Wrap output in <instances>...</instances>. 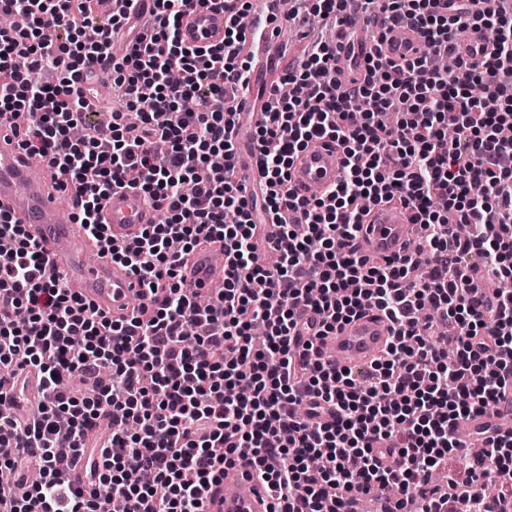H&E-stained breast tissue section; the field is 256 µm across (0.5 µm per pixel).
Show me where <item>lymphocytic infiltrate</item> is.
Masks as SVG:
<instances>
[{
	"label": "lymphocytic infiltrate",
	"instance_id": "1",
	"mask_svg": "<svg viewBox=\"0 0 512 512\" xmlns=\"http://www.w3.org/2000/svg\"><path fill=\"white\" fill-rule=\"evenodd\" d=\"M187 0H154L151 28L130 33L123 56L112 35L129 19L97 21V0H0V115L25 112L20 143L46 158L73 192L88 235L140 279L149 319L111 320L87 304L21 224L0 214V380L32 368L43 399L27 418L0 412V471L18 489L0 491V512H107L110 485L127 512H205L224 462L248 460L277 512H356L363 497L393 486L385 512L427 485L448 456L466 460L470 483L512 472V433L484 438L473 455L459 434L476 414L512 394V291L477 300L478 270L512 279V12L501 0H364L419 29L426 50L406 65L365 57L364 79L338 87L329 43L312 44L288 69L291 97L275 96L254 133L261 202L236 177L226 133L251 64L242 58L248 0L224 24V41L181 40ZM492 30L480 61L452 73L460 31ZM106 61L127 110L112 115L102 148L88 83L77 72ZM192 99L196 109L186 110ZM334 138L343 174L326 197L288 185L295 157ZM139 189L165 222L113 247L98 219L113 188ZM410 208V254L370 263L353 240L371 205ZM262 220H255V206ZM234 212L235 223L224 221ZM277 229V265L263 263L259 222ZM224 249V286L210 305L181 286L180 268L201 242ZM443 313L453 353L426 337L422 309ZM392 323L386 346L363 370L327 367L316 337L358 313ZM266 326L262 341L253 323ZM113 420L102 446L89 441L101 415ZM395 464L381 461L382 445ZM84 462L85 480L72 479ZM39 470V484L26 482ZM448 488L422 512H512V494Z\"/></svg>",
	"mask_w": 512,
	"mask_h": 512
}]
</instances>
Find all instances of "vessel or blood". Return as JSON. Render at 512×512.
<instances>
[{
	"mask_svg": "<svg viewBox=\"0 0 512 512\" xmlns=\"http://www.w3.org/2000/svg\"><path fill=\"white\" fill-rule=\"evenodd\" d=\"M107 13L120 12L141 22L153 12L152 0H102ZM284 20L276 0H271L261 16H247L246 35L250 47L249 60L255 79L275 89L289 60L283 50L280 29ZM224 13L191 0L182 28L187 46L204 47L224 39ZM358 31L376 34V41H365V51H381L402 62L422 54L424 40L420 32L408 24H396L384 17H360ZM488 51L482 32L473 30L460 42V55L477 61ZM241 120L232 129L236 140L244 144L239 167L247 176L255 174L251 146L245 145L246 125H259L265 120L264 110L251 94L242 92L236 98ZM343 153L336 142L320 139L312 142L295 159L290 169V182L295 192L308 199L327 195L341 174ZM54 171L43 159L30 158L19 147L15 124L10 116L0 117V212L14 223L25 225L58 269L76 283L83 297L100 311L115 319L130 317L134 307H141V319L151 315V302L143 301L138 278L124 265L101 257L87 264L85 254L91 244L82 225L74 218L71 203L62 200L53 187ZM100 218L112 236L122 245L139 236L145 225L154 223L155 212L142 192L131 188L114 189L101 207ZM413 239L410 210L391 204L374 207L366 216L355 247L360 257L369 260L404 255ZM214 246L195 250L182 268V281L187 291L209 294L224 285V266L214 259ZM390 335L388 320L380 313L356 316L339 326L318 346L321 362L353 370L366 367L372 356L384 346ZM511 407L500 408L498 414L474 417L467 425V443H474L478 432L505 430V415ZM272 500L257 480L253 467L245 460L234 459L224 466V481L205 501V512H271Z\"/></svg>",
	"mask_w": 512,
	"mask_h": 512,
	"instance_id": "b4317fda",
	"label": "vessel or blood"
}]
</instances>
